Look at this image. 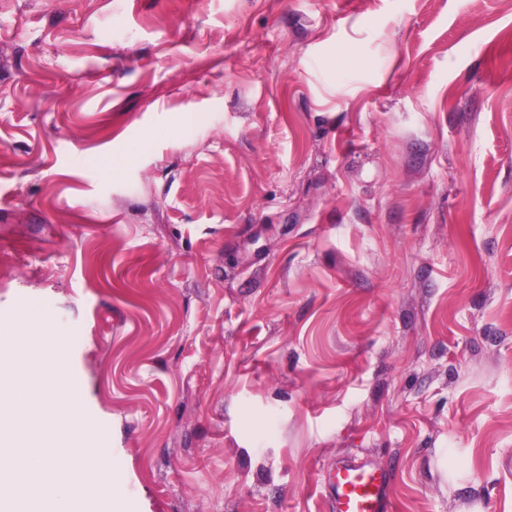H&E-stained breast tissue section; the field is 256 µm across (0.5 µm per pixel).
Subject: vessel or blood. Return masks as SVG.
<instances>
[{
	"mask_svg": "<svg viewBox=\"0 0 512 512\" xmlns=\"http://www.w3.org/2000/svg\"><path fill=\"white\" fill-rule=\"evenodd\" d=\"M387 474L352 460L341 461L329 479L336 512H389Z\"/></svg>",
	"mask_w": 512,
	"mask_h": 512,
	"instance_id": "b4317fda",
	"label": "vessel or blood"
}]
</instances>
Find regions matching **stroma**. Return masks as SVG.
<instances>
[{
	"label": "stroma",
	"instance_id": "35a3bbf8",
	"mask_svg": "<svg viewBox=\"0 0 512 512\" xmlns=\"http://www.w3.org/2000/svg\"><path fill=\"white\" fill-rule=\"evenodd\" d=\"M135 512H512V0H0V318ZM386 483L384 470L352 460L341 461L329 479L336 512H388Z\"/></svg>",
	"mask_w": 512,
	"mask_h": 512
}]
</instances>
